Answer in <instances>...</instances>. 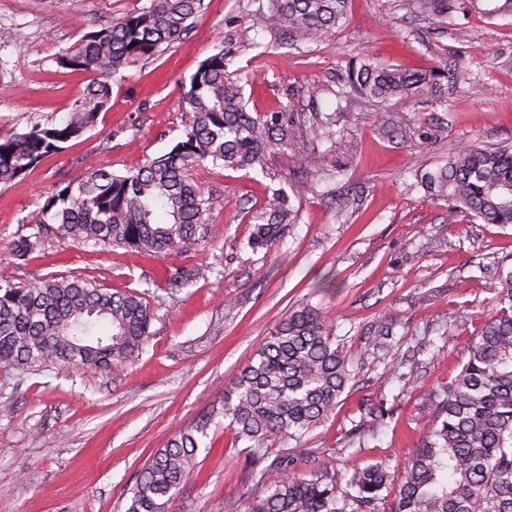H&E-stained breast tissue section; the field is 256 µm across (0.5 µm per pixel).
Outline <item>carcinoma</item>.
I'll list each match as a JSON object with an SVG mask.
<instances>
[{"label":"carcinoma","instance_id":"1","mask_svg":"<svg viewBox=\"0 0 512 512\" xmlns=\"http://www.w3.org/2000/svg\"><path fill=\"white\" fill-rule=\"evenodd\" d=\"M451 0H400L409 14L435 22L448 19ZM348 0H267L246 12V25L205 58L182 86L192 119L167 153L134 172L119 175L92 168L59 187L43 206L32 233L14 243L15 265L31 260L44 239L94 241L165 258L213 236L212 202L193 178L209 162L231 170L269 169L288 150L300 128L286 112L252 115L244 86L228 71L233 58L270 34L296 50L319 43L345 17ZM204 0H149V4L85 34L57 56V64L88 76L82 95L60 124H33L0 137V185L27 175L62 145L94 127L112 97L110 80L132 64L158 55L183 38ZM456 83L446 67L410 70L364 62L349 67L346 87L308 90L311 103L336 99L321 130L332 139L336 113L359 112L362 104L406 99L443 82ZM303 165L320 180L337 167L326 153L305 156ZM410 188L448 202L446 219L465 212L486 224L512 225V146L465 144L434 170L415 174ZM268 191L253 216L248 239L254 251L269 249L286 227L299 222L291 197L312 189L307 181ZM206 270L166 266L165 281L186 286ZM500 301L459 374L442 389L434 418L394 482L387 466L374 464L336 476L325 459L302 448L272 455V446L298 440L330 416L352 381V358L333 340L330 325L305 304L288 309L276 329L224 389L212 410L228 420L254 465L270 461L274 484L256 494L248 512H512V269L500 274ZM155 318L143 292H113L86 278L49 276L36 284L0 273V367L40 370L54 365L87 367L120 375L142 354ZM395 325L373 327V343L390 345ZM207 423L174 434L139 472L126 512H169L181 490L195 482L197 436Z\"/></svg>","mask_w":512,"mask_h":512}]
</instances>
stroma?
<instances>
[{
    "label": "stroma",
    "instance_id": "1",
    "mask_svg": "<svg viewBox=\"0 0 512 512\" xmlns=\"http://www.w3.org/2000/svg\"><path fill=\"white\" fill-rule=\"evenodd\" d=\"M147 0H0V135L33 123L64 120L84 89L83 74L60 69L57 55L95 26ZM246 0H204L183 39L126 69L95 127L45 158L31 173L0 186V268L34 284L77 275L107 288L145 292L155 311L141 357L118 378L53 366L0 373V512H125L136 475L177 432L195 427L220 406L225 388L274 331L288 308L310 304L333 325L354 359L355 379L334 414L302 440L337 471L385 463L402 474L435 395L461 370L483 323L501 307L498 266L512 267V226L469 216L443 221L444 202L409 190L416 168L432 169L464 143L512 145V17L492 16L488 0H457L446 23L431 27L406 15L397 0H350L342 23L304 53L283 54L268 36L237 57L232 71L250 78L248 110L282 109L303 132L273 175L204 164L197 180L212 198L220 233L182 255L159 258L95 242L48 240L26 265L11 245L63 182L98 166L124 174L168 152L192 118L181 83L244 24ZM407 69L448 65L458 80L447 104L427 95L335 113V98L311 104L307 87L339 88L350 61ZM336 115V138H323L314 110ZM415 136L400 137L395 114ZM428 140H421V133ZM328 152L341 166L296 205L301 220L270 252L251 251L253 215L269 187L307 179L306 154ZM352 194L337 214L334 196ZM176 264L204 266L206 278L170 287L160 276ZM396 321L388 351L373 354V321ZM434 340L438 357L424 353ZM382 405L385 416L369 415ZM210 448H199L196 484L170 512H248L250 497L272 485L248 452L215 418Z\"/></svg>",
    "mask_w": 512,
    "mask_h": 512
}]
</instances>
